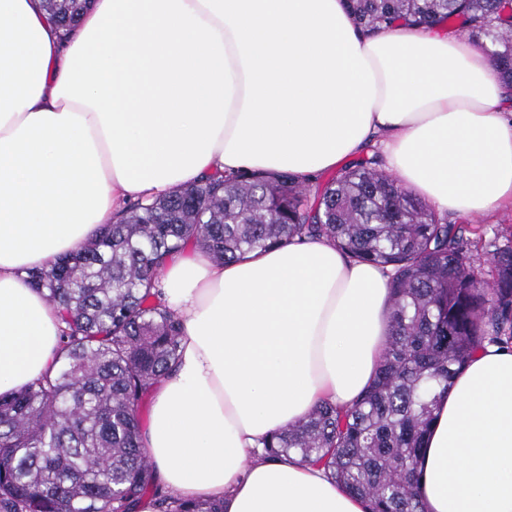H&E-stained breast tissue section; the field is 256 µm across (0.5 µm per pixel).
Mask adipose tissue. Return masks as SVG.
Returning a JSON list of instances; mask_svg holds the SVG:
<instances>
[{
	"label": "adipose tissue",
	"instance_id": "ef3b65f1",
	"mask_svg": "<svg viewBox=\"0 0 512 512\" xmlns=\"http://www.w3.org/2000/svg\"><path fill=\"white\" fill-rule=\"evenodd\" d=\"M374 142L439 213L512 205V85L457 34L367 35L344 0H90L63 39L41 0H0V394L42 377L59 346L28 271L127 199L243 169L307 185ZM161 280L183 338L143 433L157 481L224 512H366L262 442L371 381L383 272L319 237L173 259ZM419 470L426 512H512V349L484 346L455 378Z\"/></svg>",
	"mask_w": 512,
	"mask_h": 512
}]
</instances>
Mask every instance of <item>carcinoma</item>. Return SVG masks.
<instances>
[{
    "mask_svg": "<svg viewBox=\"0 0 512 512\" xmlns=\"http://www.w3.org/2000/svg\"><path fill=\"white\" fill-rule=\"evenodd\" d=\"M363 31L452 25L512 84V0H346ZM88 0H43L64 33ZM326 236L389 277V336L367 390L264 443L324 468L371 512H425L417 466L441 397L484 343L512 347V238L475 240L384 169L378 153L315 188L286 173L216 174L121 215L31 284L60 313L55 371L0 395V512H224L164 490L139 408L179 358L182 322L161 300L170 256L220 263ZM490 256V278L479 272Z\"/></svg>",
    "mask_w": 512,
    "mask_h": 512,
    "instance_id": "cac0c4a2",
    "label": "carcinoma"
}]
</instances>
